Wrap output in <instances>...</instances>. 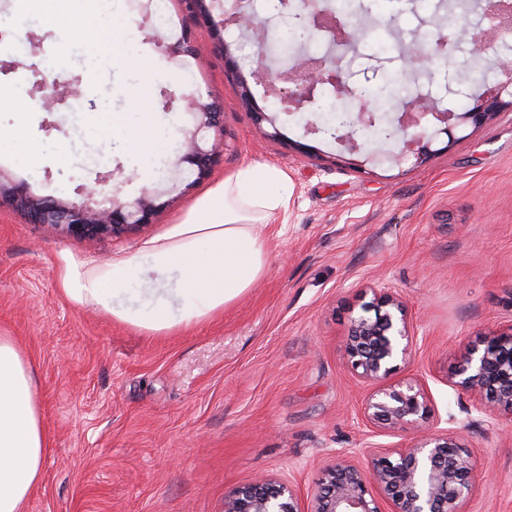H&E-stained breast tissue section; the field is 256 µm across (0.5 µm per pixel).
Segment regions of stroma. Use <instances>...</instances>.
I'll list each match as a JSON object with an SVG mask.
<instances>
[{"label":"stroma","mask_w":512,"mask_h":512,"mask_svg":"<svg viewBox=\"0 0 512 512\" xmlns=\"http://www.w3.org/2000/svg\"><path fill=\"white\" fill-rule=\"evenodd\" d=\"M441 0H357L350 26H362L339 66L344 81L374 93L405 81L403 47L429 30ZM56 0H0V36L11 47L0 60V169L38 195L74 196L110 170L124 198L144 188L129 180L140 162L119 147L112 115L135 129L153 112L155 134H178L181 102L193 90L221 106L226 150L192 189L173 195L151 223L118 237L51 234L0 203V334L13 337L34 367L50 440L43 480L24 512H222L232 490L274 477L310 506L337 450L407 448L414 430L370 425L363 404L373 391L347 366L352 317L371 287L398 293L414 334L412 355L393 382L416 380L429 419L457 433L477 462L475 491L458 512H512V428L471 411L452 385L461 354L480 335L512 324V111L491 124L438 135L421 163H364L328 135H311L317 113H280V138L267 136L237 95L251 79L259 47L239 29L225 36L241 70L231 74L213 32L185 0L164 13L192 35L203 62L150 83V62L166 63L154 45L161 25L143 22L126 0L99 14L97 0H70L71 21L96 17L104 33L131 21L137 39L126 64L74 38L70 24L50 25ZM454 36L446 58L426 63L418 93L439 109L470 108L477 94L468 73L480 64L487 84L498 60H512V35L474 58L472 30L487 23L484 6L449 15ZM82 80L85 94L54 113L34 105L32 70ZM147 99L137 106L132 92ZM32 103L20 113L17 96ZM26 125L29 140L9 138ZM276 166L287 173V218L263 233L265 275L222 316L170 336H148L61 291L60 253L107 261L174 224L207 188L239 168Z\"/></svg>","instance_id":"stroma-1"}]
</instances>
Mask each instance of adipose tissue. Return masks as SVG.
<instances>
[{"instance_id":"ef3b65f1","label":"adipose tissue","mask_w":512,"mask_h":512,"mask_svg":"<svg viewBox=\"0 0 512 512\" xmlns=\"http://www.w3.org/2000/svg\"><path fill=\"white\" fill-rule=\"evenodd\" d=\"M286 182L277 168L248 165L134 251L103 263L61 254L62 291L73 305L151 336L208 321L264 276L269 253L261 228L287 212ZM47 452L34 369L14 339L0 335V512H23Z\"/></svg>"}]
</instances>
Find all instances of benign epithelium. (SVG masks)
Wrapping results in <instances>:
<instances>
[{"label": "benign epithelium", "instance_id": "obj_1", "mask_svg": "<svg viewBox=\"0 0 512 512\" xmlns=\"http://www.w3.org/2000/svg\"><path fill=\"white\" fill-rule=\"evenodd\" d=\"M205 2L192 0L196 10L219 31L230 25L247 32L262 28L248 13L249 0H228L219 21L214 20ZM309 5L310 0L291 2L293 16L309 33V38L326 41L330 49L352 47L353 31L341 19L331 18L323 10H310ZM490 9L498 24L470 35L473 46L485 52L512 33V4L507 0H490ZM157 44L174 60L194 53L191 37L186 32L173 42L160 35ZM434 55L436 52L429 48L416 49L406 56V66L412 72ZM499 69L502 79L485 87L473 106L464 112L430 113L425 97L408 100L387 129V137L402 144L400 151L390 156V162L400 164L410 155L421 162L431 152L435 134L444 133L451 139L453 130L462 125H485L502 111L512 110V61H500ZM326 83L336 85L338 99L351 102L348 115L331 137L351 152H362L363 132L374 123V113L365 106V93L343 82L337 60L331 54L304 58L291 70L268 80L267 93L274 98L279 112H308L318 87ZM60 86L65 87L69 96L83 93L78 78L58 77L50 82L42 75L35 81L33 90L40 94L45 111H53L62 101L58 93ZM238 95L242 104L252 107L257 121L269 123L270 136L280 135L268 112L254 105L247 80L238 82ZM183 113L187 124L181 129L183 151L173 168L174 188L145 189L140 196L128 200L114 195L105 206L95 196L112 179L110 172L98 176L93 187H77V194L83 197L79 203L36 195L26 183L6 182L0 174V200L8 199L31 223L59 228L76 238L116 236L148 224L154 212L170 202L173 192L192 187L209 171L222 147V113L217 111L211 96L193 91L184 97ZM371 293L372 299L363 304L362 313L351 320L345 346L351 372L377 384L365 401L363 415L367 422L379 428L413 427L417 435L395 457L379 448L366 450L363 465L354 463V452L348 449L336 452V459L325 470L308 512H380L371 490L373 485L393 502L396 512H456V501L473 492L475 462L455 433L424 430L427 396L420 383H388L397 369L396 361L410 358L413 334L407 321L406 304L398 295L384 287L373 288ZM455 377L453 386L470 397L476 413H498L512 425V324L466 349L460 356ZM224 512H299V509L293 488L266 478L237 488L225 498Z\"/></svg>", "mask_w": 512, "mask_h": 512}]
</instances>
